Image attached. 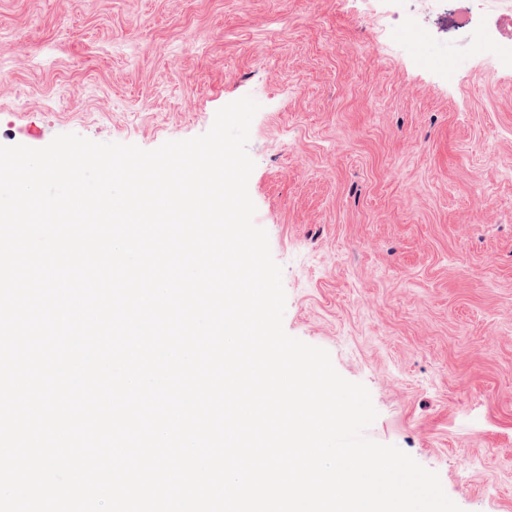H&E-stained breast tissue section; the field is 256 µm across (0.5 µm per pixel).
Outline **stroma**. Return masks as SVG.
I'll use <instances>...</instances> for the list:
<instances>
[{
	"mask_svg": "<svg viewBox=\"0 0 512 512\" xmlns=\"http://www.w3.org/2000/svg\"><path fill=\"white\" fill-rule=\"evenodd\" d=\"M377 10L384 26L357 0H0V145L153 150L253 98L248 190L285 331L367 387V438L462 512H512V56L450 0Z\"/></svg>",
	"mask_w": 512,
	"mask_h": 512,
	"instance_id": "1",
	"label": "stroma"
}]
</instances>
